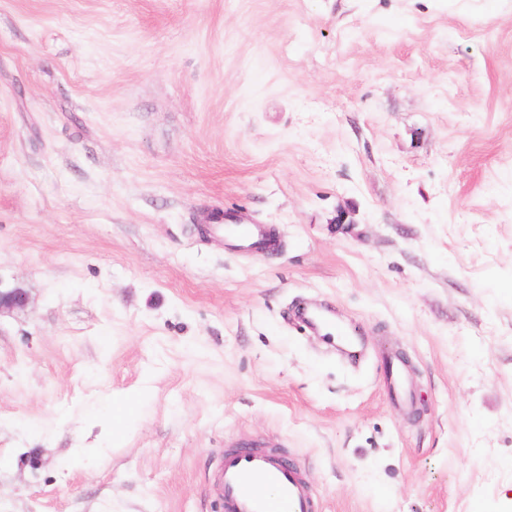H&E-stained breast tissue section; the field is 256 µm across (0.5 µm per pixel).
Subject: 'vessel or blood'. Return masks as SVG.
Listing matches in <instances>:
<instances>
[{"label": "vessel or blood", "instance_id": "obj_1", "mask_svg": "<svg viewBox=\"0 0 512 512\" xmlns=\"http://www.w3.org/2000/svg\"><path fill=\"white\" fill-rule=\"evenodd\" d=\"M225 241L233 247L263 252L269 240L263 224L219 225ZM276 487L277 497H267L263 485ZM224 512H314L312 494L297 466L275 448L231 449L211 480Z\"/></svg>", "mask_w": 512, "mask_h": 512}]
</instances>
